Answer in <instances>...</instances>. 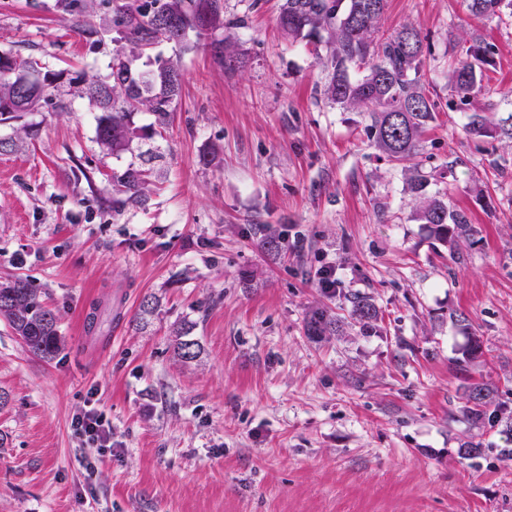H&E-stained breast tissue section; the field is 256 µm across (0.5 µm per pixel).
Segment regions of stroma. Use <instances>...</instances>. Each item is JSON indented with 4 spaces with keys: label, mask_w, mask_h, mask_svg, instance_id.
I'll use <instances>...</instances> for the list:
<instances>
[{
    "label": "stroma",
    "mask_w": 512,
    "mask_h": 512,
    "mask_svg": "<svg viewBox=\"0 0 512 512\" xmlns=\"http://www.w3.org/2000/svg\"><path fill=\"white\" fill-rule=\"evenodd\" d=\"M279 5L224 0L247 19L230 31L237 65L200 42L159 46L183 86L146 207L108 210V177L132 157L101 151L88 99L26 115L37 138L0 155V280L41 289L64 338L46 362L0 320V512H512V435L463 415L468 333L451 320L468 316L484 351L471 373L512 410V143L463 132L472 112L512 115V97L448 106L466 33L496 48L487 84L512 90V14L388 0L381 23L384 37L407 22L431 36L421 80L437 118L415 162L479 229L455 259L415 219L369 112L324 98L325 42L285 38ZM92 20L0 0V51L106 77L111 34L92 47L74 32ZM353 292L374 300L376 331L351 319ZM147 294L160 306L143 318ZM315 307L341 331L309 336ZM180 323L201 347L188 365L173 357ZM89 409L111 447L75 432ZM471 440L483 456L462 454Z\"/></svg>",
    "instance_id": "1"
}]
</instances>
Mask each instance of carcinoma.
Listing matches in <instances>:
<instances>
[{"instance_id":"obj_1","label":"carcinoma","mask_w":512,"mask_h":512,"mask_svg":"<svg viewBox=\"0 0 512 512\" xmlns=\"http://www.w3.org/2000/svg\"><path fill=\"white\" fill-rule=\"evenodd\" d=\"M388 0H283L278 14L282 34L292 40L312 36L319 29L329 32L327 51L318 56L328 73L324 96L347 111L372 108L368 134L389 161L402 166L411 191L416 195L415 219L428 225L435 237L450 249L478 242V229L466 213L448 207V199L427 195L425 179L411 160L418 154L422 137L436 120V103L419 77L424 54L431 52L427 37L415 25L405 23L383 41L376 39ZM106 8L104 26L116 34L120 49L112 53L106 79L85 74L70 76L40 60L19 53L0 52V122L20 120L40 112L61 87L86 97L97 107L96 141L112 155L128 153L135 158L126 169L112 172V200L108 208L120 213L141 207L148 200L149 186L160 176L163 158L156 141L164 138L174 120L183 74L177 61L151 51L161 43L189 46V36L199 40L224 28L239 27L245 19L224 18V0H59L68 15L94 13ZM475 17H493L512 0H467ZM210 50L222 63L233 66L238 57L227 39L212 40ZM496 50L478 34L462 39L460 59L452 73V91L460 104L468 105L484 90V73L495 63ZM147 59L148 68L135 71V58ZM365 66V74L349 77L347 65ZM137 112H147L152 121L138 126ZM473 139L499 138L512 142V124L496 122L484 112H474L464 127ZM33 137V126L22 123L12 135L0 137V154L14 153ZM352 319L365 330L376 328L379 312L370 297L350 294ZM0 318L7 321L29 351L50 361L60 352L58 315L44 305L39 291L19 278L0 282ZM338 321L323 308L311 311L306 320L310 336L339 331ZM190 328H173L174 354L183 362L194 361L199 344L189 337ZM483 357L477 336L468 337L457 369L465 383L464 413L475 421L501 426L512 433V413L489 410L497 389L476 381L469 374Z\"/></svg>"}]
</instances>
